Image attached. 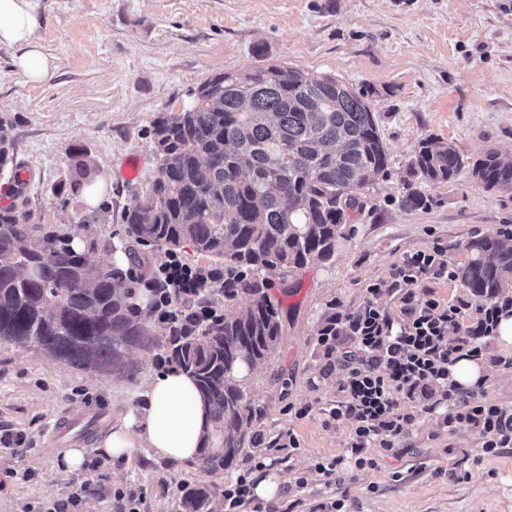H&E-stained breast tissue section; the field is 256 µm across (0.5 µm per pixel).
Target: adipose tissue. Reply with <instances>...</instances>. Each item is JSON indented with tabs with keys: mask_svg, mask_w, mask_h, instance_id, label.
I'll return each instance as SVG.
<instances>
[{
	"mask_svg": "<svg viewBox=\"0 0 512 512\" xmlns=\"http://www.w3.org/2000/svg\"><path fill=\"white\" fill-rule=\"evenodd\" d=\"M37 6V0H0V47L15 50L14 62L24 77L42 82L51 76L52 64L34 38ZM208 421V406L194 379L172 366L152 377L142 404L114 425L102 448L119 464L131 462L141 448L159 459L191 463Z\"/></svg>",
	"mask_w": 512,
	"mask_h": 512,
	"instance_id": "1",
	"label": "adipose tissue"
}]
</instances>
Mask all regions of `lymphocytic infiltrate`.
Returning a JSON list of instances; mask_svg holds the SVG:
<instances>
[{"label": "lymphocytic infiltrate", "instance_id": "1", "mask_svg": "<svg viewBox=\"0 0 512 512\" xmlns=\"http://www.w3.org/2000/svg\"><path fill=\"white\" fill-rule=\"evenodd\" d=\"M430 276L456 278L443 243L406 255L393 266V285L406 287L400 298L401 320L369 303L352 322V342L343 354L345 373L325 414L333 421L350 420L353 433L346 455L316 462L317 470L330 475L348 464L365 463L367 449L394 448L411 422L402 403H428L438 394L448 402L444 424L478 429L484 454L494 456L512 447V410L487 401L483 388L465 390L448 380L449 368L458 360L483 358L480 341L494 335L501 314L512 315V298L478 307L470 324L465 303L441 301L428 289L413 291V284ZM213 279V273L168 258L146 284L153 296L152 315L166 326L209 321L213 313L198 298ZM267 457L260 452L249 472L225 487L224 512H266L255 503L252 488Z\"/></svg>", "mask_w": 512, "mask_h": 512}]
</instances>
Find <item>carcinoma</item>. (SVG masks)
I'll list each match as a JSON object with an SVG mask.
<instances>
[{"label":"carcinoma","instance_id":"obj_1","mask_svg":"<svg viewBox=\"0 0 512 512\" xmlns=\"http://www.w3.org/2000/svg\"><path fill=\"white\" fill-rule=\"evenodd\" d=\"M153 136L156 174L148 197L124 212L126 236L169 250L188 242L217 258L224 305L247 296V308L157 337L136 290L121 287L122 269L99 267L91 253L76 251L11 203L0 207V340L77 369L124 375L136 371L130 348L162 342L210 406L198 463L218 472L270 441L239 376L283 336L270 277L333 257L363 194L385 175L388 153L364 92L331 75L276 65L206 79L187 108L156 116ZM70 157L69 190L77 193L93 173L80 147ZM466 167L485 189L512 191V161L496 150L470 160L432 138L418 143L409 176L448 183ZM464 249L457 279L478 302L512 292L507 240L488 232ZM327 331L350 335L334 313L317 335ZM215 502L211 490L190 488L181 512H216Z\"/></svg>","mask_w":512,"mask_h":512}]
</instances>
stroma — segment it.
<instances>
[{
  "mask_svg": "<svg viewBox=\"0 0 512 512\" xmlns=\"http://www.w3.org/2000/svg\"><path fill=\"white\" fill-rule=\"evenodd\" d=\"M37 12L52 78L28 81L14 50L0 47V128L13 157L11 173L0 175V206L13 201L10 174L25 175L15 201L34 222L80 242L103 268L116 251L132 249L124 279L132 288L167 258L130 245L122 220L134 198L148 196L158 113L182 111L209 76L260 64L330 74L367 91L388 172L330 260L274 278L271 292L291 316L280 342L243 380L267 432L293 433L301 444L270 468L299 512H328L336 500L347 512H512V448L484 455L479 431L449 430L440 413L416 403L405 407L413 420L393 451L369 449L373 465L331 476L315 467L344 455L352 432L350 421L328 425L322 415L343 376L341 367L324 369L323 318L368 303L399 316L402 290L389 279L395 263L438 240L455 267L471 236L512 229V192L485 190L466 170L427 185L428 208L404 204V177L421 139L453 142L469 157L492 148L512 159V0H38ZM76 146L100 178L102 206L58 191L74 174ZM131 158L141 169L127 180L121 169ZM486 348L485 398L512 409V350L492 338ZM164 355L157 343L132 348L137 372L127 378L0 340V431L25 438L0 446V512H47L82 480L88 489L74 512H113L119 488L137 491L140 512H178L187 488L220 494L246 471V454L212 473L154 461L142 448L114 472L101 443L142 403ZM72 448L83 449L87 464L66 474L61 462Z\"/></svg>",
  "mask_w": 512,
  "mask_h": 512,
  "instance_id": "1",
  "label": "stroma"
}]
</instances>
